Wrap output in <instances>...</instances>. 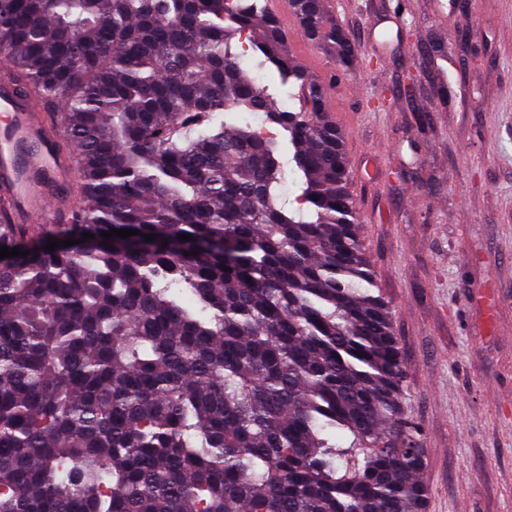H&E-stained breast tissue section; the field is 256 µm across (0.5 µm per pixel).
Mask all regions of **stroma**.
I'll return each instance as SVG.
<instances>
[{
    "instance_id": "stroma-1",
    "label": "stroma",
    "mask_w": 512,
    "mask_h": 512,
    "mask_svg": "<svg viewBox=\"0 0 512 512\" xmlns=\"http://www.w3.org/2000/svg\"><path fill=\"white\" fill-rule=\"evenodd\" d=\"M327 5L364 49L355 70L291 42L330 81L427 512H512V0Z\"/></svg>"
}]
</instances>
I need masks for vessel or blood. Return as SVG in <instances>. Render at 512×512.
Wrapping results in <instances>:
<instances>
[{"mask_svg":"<svg viewBox=\"0 0 512 512\" xmlns=\"http://www.w3.org/2000/svg\"><path fill=\"white\" fill-rule=\"evenodd\" d=\"M57 144L51 113L19 87H0V184L10 188L14 210L35 224L53 217L47 182L70 173Z\"/></svg>","mask_w":512,"mask_h":512,"instance_id":"1","label":"vessel or blood"}]
</instances>
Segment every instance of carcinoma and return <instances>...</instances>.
Segmentation results:
<instances>
[{
  "label": "carcinoma",
  "instance_id": "cac0c4a2",
  "mask_svg": "<svg viewBox=\"0 0 512 512\" xmlns=\"http://www.w3.org/2000/svg\"><path fill=\"white\" fill-rule=\"evenodd\" d=\"M291 2L350 70L324 0ZM0 56L80 198L50 229L0 215L27 252L0 260V512H426L343 141L268 0H0ZM255 64H256L255 58L251 57L250 55L245 57L246 68L251 70L252 72L258 73V75L262 76L264 83L269 85L270 91L272 93L276 94L277 105L281 109L298 110V107H299L298 101L289 98L287 96V93L284 90L279 88L277 73L268 67L265 68L261 72H257L254 68Z\"/></svg>",
  "mask_w": 512,
  "mask_h": 512
}]
</instances>
